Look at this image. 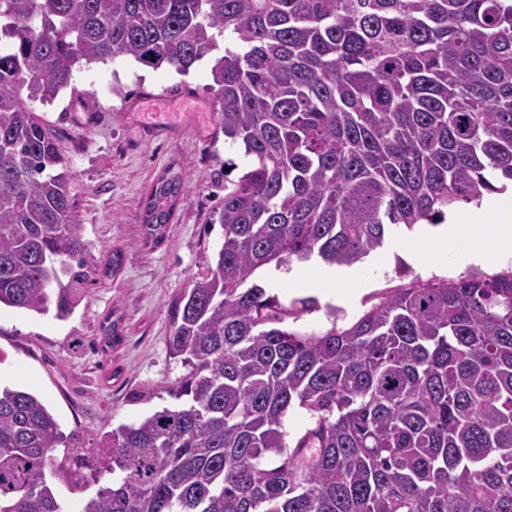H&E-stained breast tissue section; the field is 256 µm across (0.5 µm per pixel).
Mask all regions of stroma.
<instances>
[{
	"label": "stroma",
	"instance_id": "1",
	"mask_svg": "<svg viewBox=\"0 0 512 512\" xmlns=\"http://www.w3.org/2000/svg\"><path fill=\"white\" fill-rule=\"evenodd\" d=\"M210 67V61H201L183 77L166 66L152 69L117 57L81 67L73 88L39 109L61 130L60 145L71 159L93 282L64 320L0 309V385L40 395L63 430L88 444L160 407L155 390L179 376L167 354L171 306L188 281L212 264L223 238L213 218L224 180L247 167L242 149L225 144L223 131L209 129L219 121ZM160 91L191 97L190 105L167 107L173 124L191 127L188 137L143 140V118L134 106ZM169 168L183 173L189 193L175 210L166 241L153 247L142 242L143 203L152 182ZM433 230L420 224L386 238L362 262L348 266L353 280L346 290L333 300L317 297V309L302 314L295 329L325 330L332 311L353 319L387 289L413 280L512 270V258L480 267L452 260L442 269L409 259L407 242ZM116 249L122 264L112 276L103 268ZM318 266L314 260L292 264L286 272L267 268L259 281L283 301L317 296L313 272Z\"/></svg>",
	"mask_w": 512,
	"mask_h": 512
}]
</instances>
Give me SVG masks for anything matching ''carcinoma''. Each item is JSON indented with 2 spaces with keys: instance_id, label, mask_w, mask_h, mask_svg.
Listing matches in <instances>:
<instances>
[{
  "instance_id": "1",
  "label": "carcinoma",
  "mask_w": 512,
  "mask_h": 512,
  "mask_svg": "<svg viewBox=\"0 0 512 512\" xmlns=\"http://www.w3.org/2000/svg\"><path fill=\"white\" fill-rule=\"evenodd\" d=\"M220 38L217 112L249 165L172 308L170 403L85 448L0 388V512H512V271L392 288L319 334L288 327L315 298L257 279L508 189L512 0H0V306L64 319L91 282L35 102L116 57L187 75ZM187 195L158 178L145 243Z\"/></svg>"
}]
</instances>
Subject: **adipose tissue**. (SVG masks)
<instances>
[{"instance_id": "1", "label": "adipose tissue", "mask_w": 512, "mask_h": 512, "mask_svg": "<svg viewBox=\"0 0 512 512\" xmlns=\"http://www.w3.org/2000/svg\"><path fill=\"white\" fill-rule=\"evenodd\" d=\"M506 246L512 247V203L504 200L492 208L475 207L449 220L444 235L422 239L414 244L413 251L444 267L453 257L463 263L498 260Z\"/></svg>"}]
</instances>
